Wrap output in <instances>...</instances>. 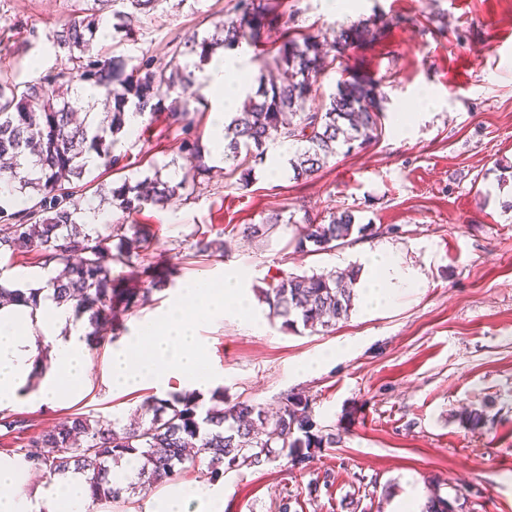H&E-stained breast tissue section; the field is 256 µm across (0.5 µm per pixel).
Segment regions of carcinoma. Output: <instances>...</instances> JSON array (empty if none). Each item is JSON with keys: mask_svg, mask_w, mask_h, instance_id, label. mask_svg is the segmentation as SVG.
Listing matches in <instances>:
<instances>
[{"mask_svg": "<svg viewBox=\"0 0 512 512\" xmlns=\"http://www.w3.org/2000/svg\"><path fill=\"white\" fill-rule=\"evenodd\" d=\"M92 6L74 11L61 28L48 36L65 53L66 62L54 73L33 81H20L17 74L0 70V192L24 194L31 205L9 212L0 205V256L37 253L43 265L56 264L50 280L54 299L71 303L76 318L87 317L88 338L100 342L96 330L113 323L118 315L149 300L150 288L112 287L113 263H131L147 249L149 230L138 224H105L86 228L84 210L75 203L78 193L93 195L132 216L146 206L164 207L175 196H190L196 176L210 168L201 164L202 146L192 132L194 119L190 100H200L193 90V70L207 65L216 49L235 50L246 43L264 47L277 27L278 15L267 0H237V14L214 25V32L173 38L167 52L148 56L136 64L124 56L103 54L94 48L98 23L96 13L120 3L148 12L161 0H91ZM367 24L340 29L331 42L305 34L281 41L266 50L272 54L275 75L259 79L240 109L224 125L226 176L246 187L250 162L263 159L271 142L299 145L288 160L293 179H313L329 158L341 150L351 153L378 141L385 126L381 79L361 74L345 61L346 52L374 38ZM341 67V78L329 102L317 109L307 107L319 88L325 71ZM89 85L97 89L112 108L104 118L93 114L94 105L72 101L63 87ZM140 116L166 112L169 125L180 127L184 137L181 152L196 162L181 179L163 177L154 168L153 177L135 184L126 178L105 183L94 177L85 182L91 167L112 169L124 159L115 153L125 130L128 112ZM280 224L296 227V248L311 244L326 251L347 242L354 232L371 229L360 225L352 210L332 212L315 222L303 217L283 218L273 213L258 224H247L243 235L266 239ZM132 236H127V232ZM117 244H112V241ZM205 257L224 256V244L203 237L194 244ZM358 271L351 268L308 275L282 273L261 291L269 315L293 329L320 325L331 328L346 320L354 305ZM213 406L200 410L198 396L185 392L173 400L148 397L143 402L148 420L134 417L116 427L112 422L86 414H73L65 421L28 438L12 450L36 470L64 476L81 471L88 475L92 507L128 503L126 489L112 482V467L132 456L138 464L139 485L144 490L174 479L185 464L196 467L207 461L206 476L215 481L228 471L258 468L283 455L294 463L310 456V450L336 444V435L314 432L309 401L288 394L271 413L260 404L224 401V393L212 396ZM459 422L472 430L488 424L484 413L464 410ZM0 427L22 432L27 421L0 412Z\"/></svg>", "mask_w": 512, "mask_h": 512, "instance_id": "carcinoma-1", "label": "carcinoma"}]
</instances>
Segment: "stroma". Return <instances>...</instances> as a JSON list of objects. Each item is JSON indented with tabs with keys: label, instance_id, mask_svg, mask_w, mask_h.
<instances>
[{
	"label": "stroma",
	"instance_id": "stroma-1",
	"mask_svg": "<svg viewBox=\"0 0 512 512\" xmlns=\"http://www.w3.org/2000/svg\"><path fill=\"white\" fill-rule=\"evenodd\" d=\"M289 35L333 39L369 23L373 41L349 49V65L382 79L385 132L361 151L331 158L309 182L293 180L294 146L254 163L246 188L227 184L223 159L205 155L209 174L194 192L135 218L151 240L145 262L166 286L134 308L111 338L88 349L91 383L77 402L17 408L35 429L74 413L130 419L151 387L110 393L102 383L114 339L166 308L193 277L243 271L256 323L229 317L203 325L210 362L224 376V398L274 407L306 396L318 428L339 437L303 463L289 457L224 475V512H398L414 499L422 512L432 488L456 512H512V0H273ZM237 0H161L135 14L129 38L104 46L135 60L163 56L174 37L212 31ZM82 0H0V68L23 81L53 73L64 59L48 35ZM413 120L399 129V113ZM182 134L164 114L142 118L124 136L126 167L106 181L133 180L160 165L188 162ZM354 211L369 233L330 251L296 249L292 226L265 240L244 225L274 212L321 218ZM223 241V257L197 256L200 235ZM379 249L417 271L423 287L375 309L356 296L334 329H284L257 298L281 272L322 273L356 266ZM144 262V263H145ZM354 340V348L336 353ZM320 358L317 370L296 365ZM485 410L479 431L459 424L462 409Z\"/></svg>",
	"mask_w": 512,
	"mask_h": 512
}]
</instances>
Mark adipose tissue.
Listing matches in <instances>:
<instances>
[{
  "mask_svg": "<svg viewBox=\"0 0 512 512\" xmlns=\"http://www.w3.org/2000/svg\"><path fill=\"white\" fill-rule=\"evenodd\" d=\"M202 81L217 102L209 146L218 154L224 150V114L242 88L238 57L212 59ZM359 264L366 297L378 307L419 282L413 271L377 250L362 256ZM48 280V273L24 272L7 283L23 296L36 295L37 302L0 307V409L77 401L89 385L84 323L74 318L70 307L57 304ZM31 479L24 461L0 458V512H86L90 486L85 474L71 472L36 488ZM145 512H224V489L200 480L172 483L148 502Z\"/></svg>",
  "mask_w": 512,
  "mask_h": 512,
  "instance_id": "ef3b65f1",
  "label": "adipose tissue"
}]
</instances>
